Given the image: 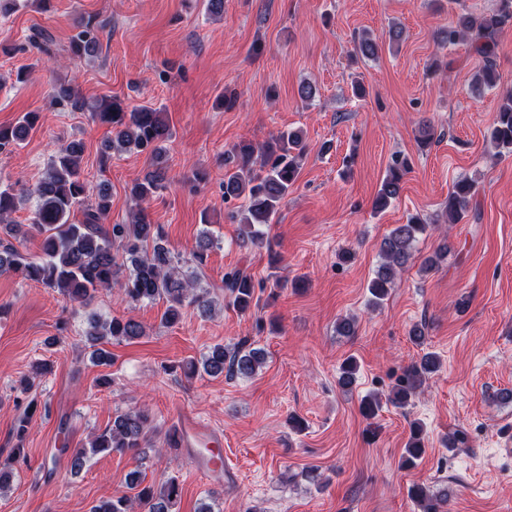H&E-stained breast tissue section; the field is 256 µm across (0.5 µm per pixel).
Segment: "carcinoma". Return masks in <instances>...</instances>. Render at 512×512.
Listing matches in <instances>:
<instances>
[{"label":"carcinoma","instance_id":"1","mask_svg":"<svg viewBox=\"0 0 512 512\" xmlns=\"http://www.w3.org/2000/svg\"><path fill=\"white\" fill-rule=\"evenodd\" d=\"M509 28L512 29V0H498L495 9L478 16L464 15L441 31V42L455 44L467 40L480 57L482 66L473 76L475 89L495 86L499 38ZM100 30L101 26L91 20L77 25L69 38L71 56L79 59L94 56L99 48ZM355 50L358 55L372 58L378 54V43L364 35L357 41ZM52 103L72 110L85 107L75 89L68 85L56 89ZM92 117L112 125V138L104 142L101 151L103 162L116 152L148 153L159 160L163 145L173 137L165 113L149 106L127 108L114 101H105L98 105ZM38 120V113L26 112L15 123L0 125V156L18 150ZM491 140L498 149L497 155L512 153L511 89L501 95ZM305 151L302 134L289 130L273 135L257 146L251 142L239 143L227 153L224 158V202L243 200L233 214L242 226L240 245L264 243V227L272 222L280 203L294 186L299 160ZM83 152V143L73 140L62 145L51 158L45 177L34 190L37 205L33 223L26 230L21 224L9 222V216L17 206L14 188L10 185L0 187V273H18L26 280L56 289L78 303L91 301L96 291L117 283L122 300L127 303L164 301L166 308L161 323L168 327L180 322L188 304H196L202 314H207L212 306L209 291H197L194 275L182 273L175 265L174 254L162 228L151 223L144 210L133 213L126 224L106 223L111 194L105 184L93 187L83 178ZM409 169L407 159H393L380 184L374 203L376 209H384L399 196ZM165 189L166 172L159 167L142 181L134 183L130 195L139 204ZM473 194L470 181L463 179L455 183L445 206L447 223L456 224L464 218ZM76 211L82 219L75 224L70 222V216ZM29 229L42 235L41 256L36 261L24 258L13 244H4V237H23ZM426 230L425 222L412 217L407 223L396 225L383 239L381 263L368 284L372 304L379 305L388 297L397 272L408 264L418 235ZM213 243L209 232L200 235L193 251L198 264H203ZM447 258L448 246L444 245L424 259L422 272L432 271ZM223 288L228 305L244 314L257 305L264 284L255 281L245 270L234 268L224 274ZM145 335V326L132 318L114 317L103 321L94 314L89 317L85 332L90 359L101 365L112 360L111 353L103 348L105 343L134 341ZM264 361V350L253 347L244 339L231 350L221 344L211 347L203 355L201 365L190 361L185 370L189 375L201 371L212 377L228 374L251 378ZM438 368L437 355L432 352L423 354L398 378L389 402L399 408L406 407L425 378ZM356 369L355 359L343 361L339 377L341 387L348 388L356 382ZM151 431L147 413L131 409L118 411L112 424L93 437L89 448L72 452V470L80 471L90 453L139 450ZM422 434V426L413 423L403 456L404 466L416 465L425 453ZM126 484L135 491L134 497L115 496L94 506L92 512H133L135 503L145 512H171L180 497L179 484L173 478L158 487L145 486L140 472L133 470L127 474ZM409 496L422 512H443L448 502V491L434 492L425 485L412 486Z\"/></svg>","mask_w":512,"mask_h":512}]
</instances>
